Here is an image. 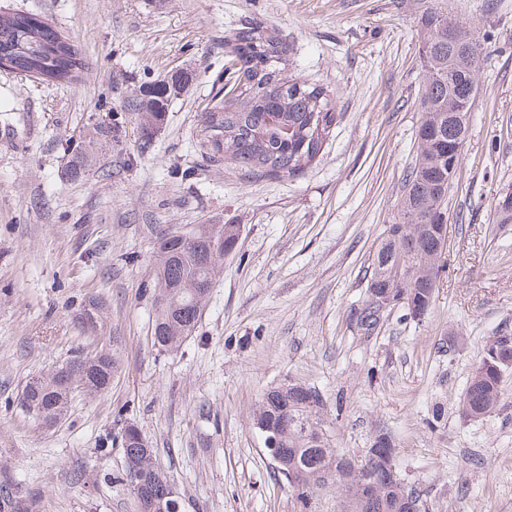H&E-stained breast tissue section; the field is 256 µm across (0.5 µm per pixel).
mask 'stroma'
Listing matches in <instances>:
<instances>
[{
	"mask_svg": "<svg viewBox=\"0 0 512 512\" xmlns=\"http://www.w3.org/2000/svg\"><path fill=\"white\" fill-rule=\"evenodd\" d=\"M479 23L484 55L461 172L448 191L447 262L421 320L386 311L364 334L373 253L414 163L422 17ZM69 38L87 62L52 83L0 70V466L34 512H139L117 436L135 424L174 483L181 512H295L252 411L267 390L319 389L338 447L391 437L426 512H512V374L497 409L458 400L501 331L512 333V0H0ZM258 25L290 46L285 76L328 87L341 119L293 176L208 160L203 110L219 92L224 38ZM189 84L142 138L128 111L146 85ZM117 124L89 175L66 178L67 143ZM235 224L198 328L178 349L151 341L160 236ZM105 325L84 331L89 299ZM109 344L110 388L78 396L48 426L26 382Z\"/></svg>",
	"mask_w": 512,
	"mask_h": 512,
	"instance_id": "1",
	"label": "stroma"
}]
</instances>
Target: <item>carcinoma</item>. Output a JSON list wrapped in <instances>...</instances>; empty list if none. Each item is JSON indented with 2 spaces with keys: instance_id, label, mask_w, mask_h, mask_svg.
Segmentation results:
<instances>
[{
  "instance_id": "1",
  "label": "carcinoma",
  "mask_w": 512,
  "mask_h": 512,
  "mask_svg": "<svg viewBox=\"0 0 512 512\" xmlns=\"http://www.w3.org/2000/svg\"><path fill=\"white\" fill-rule=\"evenodd\" d=\"M454 35L471 42L470 51L459 52L448 43V25ZM427 47L423 84L419 97L422 112L417 130L418 153L404 182L399 222L390 225L392 239L381 241L373 258L367 287L385 289L391 306L401 305L415 319L430 311L433 289L439 275L435 252L438 248L440 212L447 211L448 154L454 151L461 132L457 113L470 112L477 92L483 47L474 24L463 25L448 15L428 10L422 18ZM229 50L245 55L239 75V91L229 101L219 100L207 108L198 133L201 147L211 157L227 159L248 172L261 176L293 175L321 154L333 128L340 121L328 88L300 78L282 75L288 65V44L261 27H243L224 40ZM10 70L48 82L71 83L86 63L77 46L33 13H0V58ZM188 84V77L173 74L153 82L130 105L133 112L146 114L142 134L150 137L162 125L169 103ZM93 155L87 149L73 153L69 175L80 178L90 171ZM210 224L191 230L196 243L186 247L185 232L164 234L159 242L155 288L158 315L152 328L153 344L172 350L195 332L208 300L200 288L189 287L196 278L215 279L223 257L206 256ZM404 250L413 253V272L408 280L386 277L384 260ZM90 329L102 323V305L91 301L80 312ZM381 320V309L365 303L356 316V326L373 332ZM117 364L110 349L78 353L65 363L30 381L23 390L22 407L35 418L48 412L60 418L68 411L74 391L91 396L112 383ZM497 358L479 366L459 401V412L467 418L480 417L498 404L500 382L495 376ZM324 408L321 393L297 384L280 386L265 393L253 413V421H265L282 431L283 463L278 473L288 485L297 512H408L420 495L407 488L391 463V442L379 446L370 459L358 465L356 456L336 447L319 415ZM120 443L124 455L138 456L141 512H150L149 501L157 497L165 473H156V456H144L136 435L123 428ZM0 471V512H21L20 483H7Z\"/></svg>"
}]
</instances>
